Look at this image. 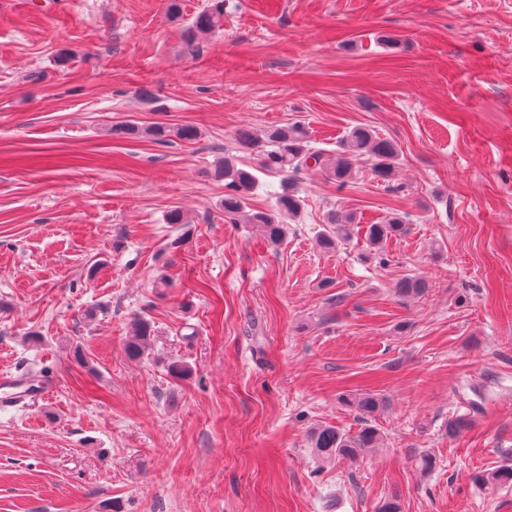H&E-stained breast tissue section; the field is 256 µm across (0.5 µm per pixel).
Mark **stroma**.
<instances>
[{"instance_id":"obj_1","label":"stroma","mask_w":512,"mask_h":512,"mask_svg":"<svg viewBox=\"0 0 512 512\" xmlns=\"http://www.w3.org/2000/svg\"><path fill=\"white\" fill-rule=\"evenodd\" d=\"M167 3L0 0V369L55 380L0 410V512H512L478 480L512 463V0H224L194 57L211 0ZM297 120L326 151L392 140L402 190L364 156L343 188L301 171L272 247L225 222L213 172L255 164L239 130ZM334 211L406 231L384 264L360 236L327 253ZM405 275L425 295L401 300ZM357 389L382 446L319 461L311 429L356 433ZM210 9L204 10L195 16L190 41L199 34L210 33L215 27L216 19L224 16V0H213ZM148 134L155 141L168 143L172 141L171 137L185 142L196 140L199 136V130L195 126L184 125L176 129H170L167 126L155 125L148 130ZM429 288L428 283L416 276H406L399 279L395 285V291L403 299L420 297ZM152 332L153 326L149 319L136 317L131 321L129 336L124 344L129 359L140 360L148 354Z\"/></svg>"}]
</instances>
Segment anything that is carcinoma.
Instances as JSON below:
<instances>
[{
	"label": "carcinoma",
	"mask_w": 512,
	"mask_h": 512,
	"mask_svg": "<svg viewBox=\"0 0 512 512\" xmlns=\"http://www.w3.org/2000/svg\"><path fill=\"white\" fill-rule=\"evenodd\" d=\"M224 15V0H213L210 9L195 16L191 38L206 34L215 27L216 19ZM154 140L162 143L176 138L191 142L198 138L195 126L184 125L170 129L155 125L148 130ZM237 142L245 150H259V168L281 176L280 191L274 194L273 205L266 210L250 207L251 196L257 189V177L247 168L238 166L230 158L215 166L214 175L224 181V219L233 224H257L271 246L280 245L288 234L285 219H292L300 213L303 201L296 194L294 176L310 166L328 178L344 185L353 177V161L360 155L372 160V174L378 184L388 190L393 184L398 164V148L389 139L382 138L366 127H357L347 139L346 150L336 156H326L310 147L308 131L299 121L271 128L261 135L243 129L237 133ZM406 217L394 214L382 224H367L362 228L368 253L381 255L389 240L401 233ZM355 219L351 215L332 213L327 219V228L319 233L317 244L325 252H334L354 234ZM429 288L428 283L416 276L399 279L395 291L403 299L420 297ZM153 326L149 319L136 317L130 323L129 336L124 350L128 358L140 360L148 354ZM352 404L361 415L372 416L380 409L381 402L372 393H361L354 397ZM381 442L379 430L365 423L353 436L340 433L335 427L318 426L310 433V445L315 456L326 462L336 459L356 460L367 448H377ZM491 486L512 484V464L506 463L498 469L481 476Z\"/></svg>",
	"instance_id": "obj_1"
}]
</instances>
